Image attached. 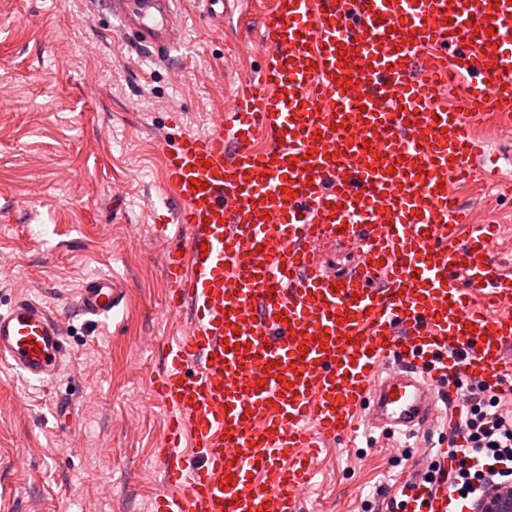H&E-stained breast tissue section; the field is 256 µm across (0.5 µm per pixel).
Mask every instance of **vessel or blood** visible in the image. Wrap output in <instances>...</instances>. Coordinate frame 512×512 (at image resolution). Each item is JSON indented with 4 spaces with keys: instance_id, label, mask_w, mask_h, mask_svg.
Here are the masks:
<instances>
[{
    "instance_id": "obj_1",
    "label": "vessel or blood",
    "mask_w": 512,
    "mask_h": 512,
    "mask_svg": "<svg viewBox=\"0 0 512 512\" xmlns=\"http://www.w3.org/2000/svg\"><path fill=\"white\" fill-rule=\"evenodd\" d=\"M104 4L156 57L185 41L178 0ZM260 41L263 65L209 131L162 146L178 202L168 221L185 231L163 261L166 303L190 330L168 340L152 381L168 433L151 512H298L324 440L416 432L437 420L436 384L452 375L494 392L512 382V314L482 308L512 299L487 250L496 228L466 229L439 189L477 160L486 182L512 184V160L473 134L512 114V5L274 0ZM328 236L358 241L360 263L327 272L312 246ZM122 298L102 274L76 307L106 320ZM66 356L46 302L17 296L0 311V361L22 378L54 377ZM397 490L407 512L455 507L444 485Z\"/></svg>"
}]
</instances>
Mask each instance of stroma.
Segmentation results:
<instances>
[{"label": "stroma", "instance_id": "obj_1", "mask_svg": "<svg viewBox=\"0 0 512 512\" xmlns=\"http://www.w3.org/2000/svg\"><path fill=\"white\" fill-rule=\"evenodd\" d=\"M269 2L237 0L213 18L203 0H183L185 42L156 59L129 49L98 0H0V309L18 292L51 303L69 353L43 382L0 363V512H150L163 490L167 412L151 378L187 327L165 309L163 257L181 239L155 228L174 205L157 143L207 132L262 64ZM452 191L473 223L496 226L491 251L512 259V201H493L478 179ZM103 273L125 297L110 321H85L74 296ZM59 399L73 405L63 425ZM448 433L442 417L410 436L332 443L301 512H375Z\"/></svg>", "mask_w": 512, "mask_h": 512}]
</instances>
